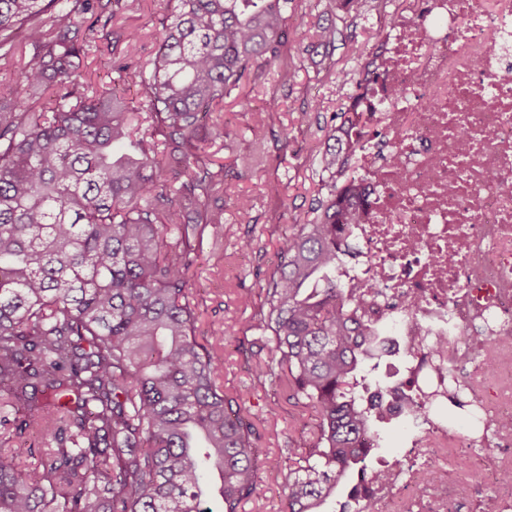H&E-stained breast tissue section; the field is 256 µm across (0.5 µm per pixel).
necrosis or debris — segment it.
<instances>
[{
	"instance_id": "obj_1",
	"label": "necrosis or debris",
	"mask_w": 512,
	"mask_h": 512,
	"mask_svg": "<svg viewBox=\"0 0 512 512\" xmlns=\"http://www.w3.org/2000/svg\"><path fill=\"white\" fill-rule=\"evenodd\" d=\"M366 70L341 133L357 221L339 233L362 257L338 264L336 283L362 300L367 325L389 326L418 393L438 378L421 337L447 340L448 375L485 432L429 422L406 466L368 472L372 499L378 512L424 496L432 512H458L461 493L436 466L452 447L492 487V512H512V397L496 393L512 388V0H417L384 27ZM479 442L488 455H472Z\"/></svg>"
}]
</instances>
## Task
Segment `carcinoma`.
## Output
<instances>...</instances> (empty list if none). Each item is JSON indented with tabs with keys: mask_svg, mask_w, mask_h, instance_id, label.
<instances>
[{
	"mask_svg": "<svg viewBox=\"0 0 512 512\" xmlns=\"http://www.w3.org/2000/svg\"><path fill=\"white\" fill-rule=\"evenodd\" d=\"M290 0H168L145 62L118 51L120 0H0V512H220L258 493L260 434L224 393V349L197 326L190 287L204 235L224 234L227 166L210 149L230 137L224 99L278 59ZM106 47L114 76L98 84L81 59ZM147 104L138 112L125 85ZM332 127L312 157L325 196L294 225L253 304L269 380L318 420L303 453L282 462V512H320L360 466L359 444L384 439L381 393L365 401L378 330L336 288V226L352 181ZM368 333L363 346L353 341ZM404 422L427 402L404 383ZM38 455L29 464L24 455ZM376 512L355 485L342 512Z\"/></svg>",
	"mask_w": 512,
	"mask_h": 512,
	"instance_id": "1",
	"label": "carcinoma"
}]
</instances>
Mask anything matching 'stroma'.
Wrapping results in <instances>:
<instances>
[{
  "label": "stroma",
  "instance_id": "1",
  "mask_svg": "<svg viewBox=\"0 0 512 512\" xmlns=\"http://www.w3.org/2000/svg\"><path fill=\"white\" fill-rule=\"evenodd\" d=\"M403 8V0H364L356 11L345 0H290L280 63L293 72V80L283 85L271 74L243 84L224 101V116L237 135L225 140L218 162L229 165L235 158L258 154L262 163L225 183L224 236L205 239L192 289L200 302L201 330L215 321L234 327L223 341L224 390L240 398L261 434V483L245 512H278L285 493L279 468L287 445L307 446L316 422L276 388L258 385L247 369L243 351L261 333L241 300L258 296L283 235L303 222L321 197L311 158L324 149L326 132L352 93L360 60L375 44L381 25L399 17ZM164 9V0H140L137 9L118 13L115 26L140 33L138 56L154 52ZM319 22L335 25L339 32L332 51L316 43ZM272 184L278 193H269Z\"/></svg>",
  "mask_w": 512,
  "mask_h": 512
}]
</instances>
